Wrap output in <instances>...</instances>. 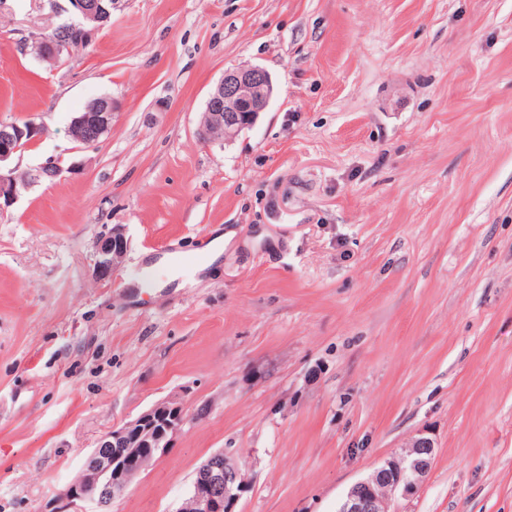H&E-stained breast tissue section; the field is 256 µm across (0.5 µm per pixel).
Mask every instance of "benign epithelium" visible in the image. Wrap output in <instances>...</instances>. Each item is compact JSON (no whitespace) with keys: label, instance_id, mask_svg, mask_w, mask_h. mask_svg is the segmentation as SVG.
Returning <instances> with one entry per match:
<instances>
[{"label":"benign epithelium","instance_id":"1","mask_svg":"<svg viewBox=\"0 0 512 512\" xmlns=\"http://www.w3.org/2000/svg\"><path fill=\"white\" fill-rule=\"evenodd\" d=\"M63 11L77 20L85 40L92 42L95 34L104 28L112 17L113 0H65ZM38 56L45 61L59 59L65 51L75 48L70 43L47 37L35 41ZM272 79L258 67H244L224 74L209 95L206 112L203 113L201 130L215 132L229 140L236 136L238 127L233 114L249 112L256 119L273 97ZM114 102L104 96L85 112H79L70 124V136L79 148H90L112 127ZM42 132V126L29 120L21 126L15 122H0V212L8 210L21 196L22 191L47 182V178H58L66 173L75 174L76 165L67 168L54 159H48L28 171L27 184H19L17 168L9 166L11 160L23 150L21 144H30ZM128 241L124 230L115 225L99 235L94 244V276L107 280L121 266L127 251ZM188 422L182 402L177 398L154 405L132 421L112 428L99 440L98 447L89 453L90 464L82 465L78 477L65 489L47 512H89L85 505L104 507L106 496L122 495L131 480L142 472L147 464L166 455L174 440ZM110 448L112 453L102 454L100 449ZM406 464L413 478L396 480L380 488L377 473L359 482L370 494L376 512H386L389 497L396 493L409 495L415 491L420 480L432 465V457H416L413 452L388 464L395 470ZM242 489L233 455L222 450L211 455L199 467L198 478L192 484L188 498L179 512H232V506Z\"/></svg>","mask_w":512,"mask_h":512}]
</instances>
